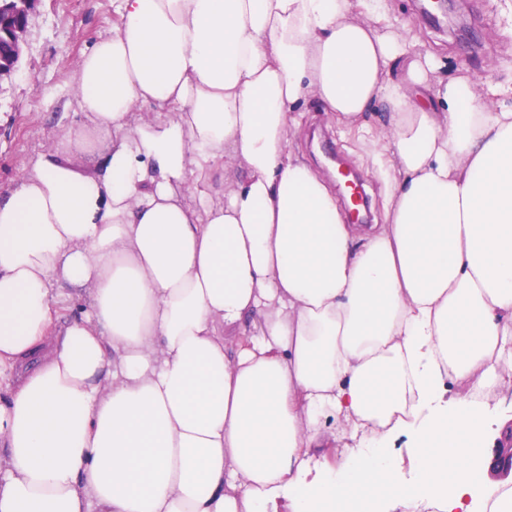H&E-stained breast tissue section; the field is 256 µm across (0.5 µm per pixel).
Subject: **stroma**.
<instances>
[{
    "label": "stroma",
    "instance_id": "35a3bbf8",
    "mask_svg": "<svg viewBox=\"0 0 512 512\" xmlns=\"http://www.w3.org/2000/svg\"><path fill=\"white\" fill-rule=\"evenodd\" d=\"M385 7L391 24L410 32L412 54L435 57L436 78L512 80V71L501 65L512 59V43L501 35L512 21V0H457L462 26L456 30L436 25L417 0H385ZM119 21L113 0H40L20 69L0 80L1 190L53 149L55 130L81 122V115L66 106L75 92L78 63L95 38ZM297 113L302 127L292 138L295 151L328 179L330 158H342L370 195L373 223H382L386 182L374 163V144L343 132L315 99L301 102Z\"/></svg>",
    "mask_w": 512,
    "mask_h": 512
}]
</instances>
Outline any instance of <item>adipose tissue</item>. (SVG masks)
I'll use <instances>...</instances> for the list:
<instances>
[{
	"instance_id": "1",
	"label": "adipose tissue",
	"mask_w": 512,
	"mask_h": 512,
	"mask_svg": "<svg viewBox=\"0 0 512 512\" xmlns=\"http://www.w3.org/2000/svg\"><path fill=\"white\" fill-rule=\"evenodd\" d=\"M117 3L84 122L0 191V512H512L476 477L512 383V84H430L381 0ZM309 96L367 139L388 103L384 223L291 151Z\"/></svg>"
}]
</instances>
